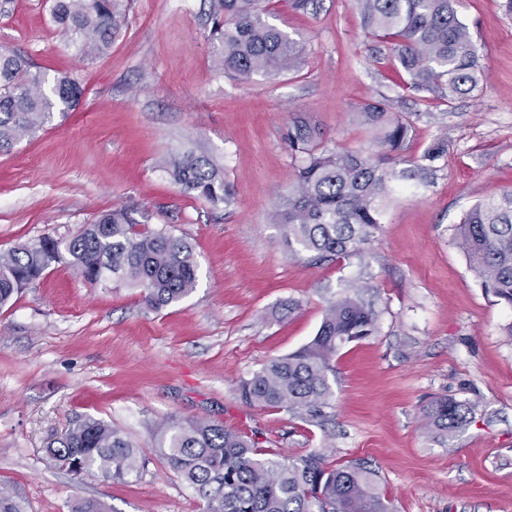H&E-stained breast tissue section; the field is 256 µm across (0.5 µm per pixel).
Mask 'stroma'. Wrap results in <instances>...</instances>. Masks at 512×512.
<instances>
[{"mask_svg": "<svg viewBox=\"0 0 512 512\" xmlns=\"http://www.w3.org/2000/svg\"><path fill=\"white\" fill-rule=\"evenodd\" d=\"M505 0H455L481 80L452 104L401 87L386 44L365 39L350 0H264L272 24L305 43L301 66L233 78L214 67L210 0H129L106 57L83 60L54 24L50 0H0V47L46 79L76 76L75 109L0 153V254L44 235L72 236L115 207L143 232L194 248L198 284L180 304L148 309L141 289L92 284L56 264L0 308V486L26 512H206L157 455L172 421L207 418L291 458L318 451L366 463L391 512H512V307L482 287L456 228L477 202L512 189V14ZM382 97L412 123L408 153L434 144V181L388 208L362 254L313 262L273 221L300 161L293 117L331 149L372 140L355 108ZM192 153L234 186L230 206L187 194L163 168ZM356 291L380 311L373 335L331 361L324 421L253 407L240 384L269 359L312 340L330 303ZM468 408L450 437L427 405ZM118 428L148 460L127 480L78 475L49 445L76 421Z\"/></svg>", "mask_w": 512, "mask_h": 512, "instance_id": "1", "label": "stroma"}]
</instances>
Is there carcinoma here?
Listing matches in <instances>:
<instances>
[{
  "instance_id": "1",
  "label": "carcinoma",
  "mask_w": 512,
  "mask_h": 512,
  "mask_svg": "<svg viewBox=\"0 0 512 512\" xmlns=\"http://www.w3.org/2000/svg\"><path fill=\"white\" fill-rule=\"evenodd\" d=\"M363 29L390 45L406 74L404 89L451 99L479 85L480 69L468 28L453 0H352ZM259 0H212L211 37L221 46L215 67L239 79L297 69L302 43L269 23ZM56 26L88 60L106 54L125 24L122 0H52ZM80 82L62 73L52 84L21 54L0 48V152L35 133L51 116L53 101L74 108ZM375 133L366 150L337 152L322 146L319 129L303 117L288 125L285 141L300 158L298 186L274 221L288 249L319 257L360 254L383 223L388 203L416 192L436 172V144L421 157L407 154L408 119L391 100L356 108ZM167 171L185 190L213 206L228 205L233 185L206 159L191 154ZM471 267L497 301L512 306V190L476 203L457 228ZM65 262L91 283L112 281L144 290L147 307L160 310L196 288L192 245L164 231L136 229L126 208L97 216L71 238L44 236L0 255V307ZM378 311L359 295L329 305L313 339L271 359L244 381L248 405L324 416L332 396L328 372L338 349L374 333ZM463 404L438 398L425 410L429 425L449 435L467 419ZM157 451L167 466L205 501L206 512H387L372 473L360 464H328L320 452L290 459L210 419L172 422ZM51 453L69 470L96 471L123 480L143 470L146 458L118 429L101 419L79 420ZM0 512H25L13 491L0 490Z\"/></svg>"
}]
</instances>
